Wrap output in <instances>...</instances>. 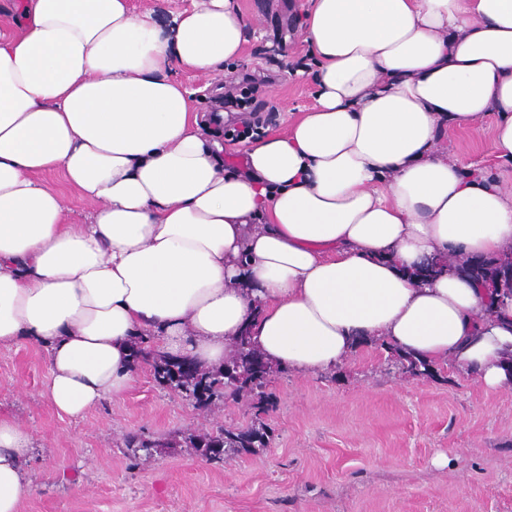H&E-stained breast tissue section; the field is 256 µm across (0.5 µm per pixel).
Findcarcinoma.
Wrapping results in <instances>:
<instances>
[{
	"label": "carcinoma",
	"mask_w": 512,
	"mask_h": 512,
	"mask_svg": "<svg viewBox=\"0 0 512 512\" xmlns=\"http://www.w3.org/2000/svg\"><path fill=\"white\" fill-rule=\"evenodd\" d=\"M500 258H482L480 263L471 267L474 277H491L498 274ZM146 338L142 337L135 343L133 358L139 363L152 360L153 374L160 373L162 365L169 363L170 358L164 356H152L150 350L145 347ZM383 348L397 356L401 372L410 377L432 375V364L405 354L392 345L383 342ZM260 351L254 345L251 336L240 334L232 344V353L224 359V365L218 368L202 369L198 372L199 382L205 383L204 394L197 399L196 406L206 408L216 400L237 399L242 393L257 397L255 408H261L263 403L262 389L266 386L269 374L257 375L253 365L259 360ZM270 429L264 425H255L237 429L220 428L211 433H199L190 435V443L202 450L206 458L210 460H222V457L209 454V448L221 445L231 448L235 452L249 451L253 448H265L269 443Z\"/></svg>",
	"instance_id": "obj_1"
}]
</instances>
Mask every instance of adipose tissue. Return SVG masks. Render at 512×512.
Here are the masks:
<instances>
[{
  "instance_id": "adipose-tissue-1",
  "label": "adipose tissue",
  "mask_w": 512,
  "mask_h": 512,
  "mask_svg": "<svg viewBox=\"0 0 512 512\" xmlns=\"http://www.w3.org/2000/svg\"><path fill=\"white\" fill-rule=\"evenodd\" d=\"M0 30V346L48 350L46 393L76 418L135 381L132 345L222 366L250 329L274 365L336 368L360 338L512 378V305L470 260L512 254V188L438 148L496 115L512 161V0H306L314 105L224 168L176 67L219 74L246 41L233 0L159 26L130 0H20ZM66 181L97 201L71 224ZM449 257L454 271H412ZM32 433L0 417V512L33 491Z\"/></svg>"
}]
</instances>
